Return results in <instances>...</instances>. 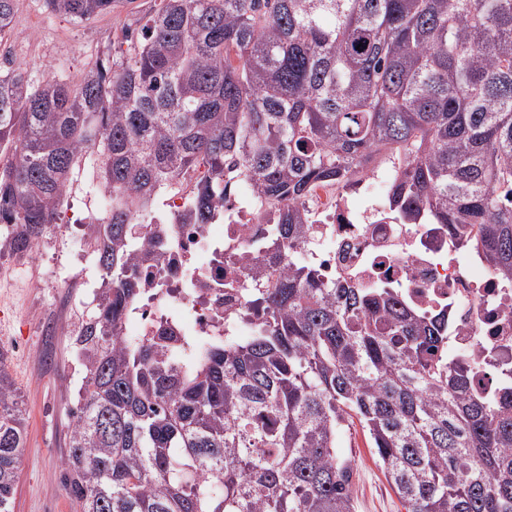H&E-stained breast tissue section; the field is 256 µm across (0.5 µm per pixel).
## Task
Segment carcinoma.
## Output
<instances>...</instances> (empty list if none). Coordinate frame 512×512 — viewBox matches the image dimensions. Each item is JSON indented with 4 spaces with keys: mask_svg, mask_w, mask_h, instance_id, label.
Wrapping results in <instances>:
<instances>
[{
    "mask_svg": "<svg viewBox=\"0 0 512 512\" xmlns=\"http://www.w3.org/2000/svg\"><path fill=\"white\" fill-rule=\"evenodd\" d=\"M75 24L119 0H43ZM17 0H0V34ZM128 60L67 82L0 71L3 252L51 223L85 159L110 198L85 218L102 271L76 336L66 486L81 512H355L339 436L359 422L405 512H512V389L495 401L448 356L447 315L326 279L295 249L301 202L374 155L388 204L428 215L512 282V0H162ZM204 168L189 218L243 183L274 206L238 317L243 338L127 347L131 218ZM27 419L0 348V512H14Z\"/></svg>",
    "mask_w": 512,
    "mask_h": 512,
    "instance_id": "carcinoma-1",
    "label": "carcinoma"
}]
</instances>
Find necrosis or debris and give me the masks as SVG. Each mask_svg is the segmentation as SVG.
<instances>
[{
	"label": "necrosis or debris",
	"instance_id": "necrosis-or-debris-1",
	"mask_svg": "<svg viewBox=\"0 0 512 512\" xmlns=\"http://www.w3.org/2000/svg\"><path fill=\"white\" fill-rule=\"evenodd\" d=\"M400 167L397 157L376 158L350 183L317 186L304 203L306 237L300 258L331 278L349 276L358 287H388L417 315L448 314V344L472 360V385L494 395L500 369L512 366V283L498 279L481 254L459 260L443 224H403L387 206V187ZM191 201L169 195L164 210L134 216L136 231H161L159 248L141 251L136 270L140 296L132 312L135 337L146 344L180 347L189 336L236 333V319L255 268L282 266L262 249L268 226L254 194L236 190L215 203V224H184Z\"/></svg>",
	"mask_w": 512,
	"mask_h": 512
}]
</instances>
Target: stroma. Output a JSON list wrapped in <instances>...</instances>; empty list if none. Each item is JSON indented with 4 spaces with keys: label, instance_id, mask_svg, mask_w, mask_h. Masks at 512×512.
Masks as SVG:
<instances>
[{
    "label": "stroma",
    "instance_id": "1",
    "mask_svg": "<svg viewBox=\"0 0 512 512\" xmlns=\"http://www.w3.org/2000/svg\"><path fill=\"white\" fill-rule=\"evenodd\" d=\"M160 0H120L112 13L80 25L49 14L43 0H19L12 28L0 38L14 64L42 81L47 65L78 77L101 58L130 54L127 32H138ZM92 162L77 168L60 208L63 224L36 257L0 259V348L28 417L14 512H79L64 485L70 416L81 383L70 329L76 311L91 313L88 294L101 272L84 249L75 219L95 213L99 195ZM340 450L351 464L355 512H404L360 428L344 432Z\"/></svg>",
    "mask_w": 512,
    "mask_h": 512
}]
</instances>
